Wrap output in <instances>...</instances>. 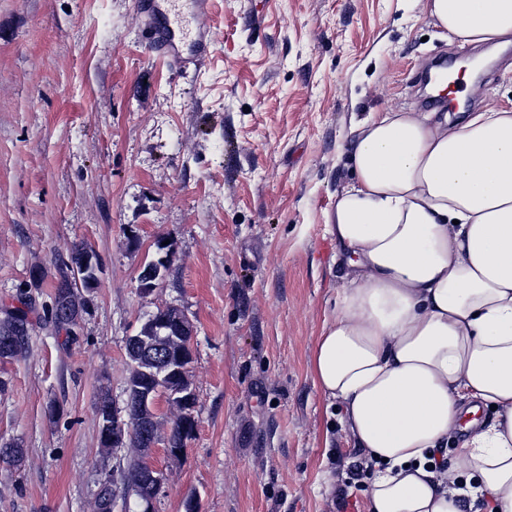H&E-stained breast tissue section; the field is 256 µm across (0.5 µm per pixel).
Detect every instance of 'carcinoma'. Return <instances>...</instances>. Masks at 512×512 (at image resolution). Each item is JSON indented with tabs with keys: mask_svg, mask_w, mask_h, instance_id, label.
Segmentation results:
<instances>
[{
	"mask_svg": "<svg viewBox=\"0 0 512 512\" xmlns=\"http://www.w3.org/2000/svg\"><path fill=\"white\" fill-rule=\"evenodd\" d=\"M93 252L88 245L75 246L66 256H56L52 262L53 271L47 272L41 266L30 269L31 285L38 289L46 278H51L53 297L51 306L37 308L31 292L19 293L20 306L4 311L0 317V362L20 361L30 353L33 321L30 314L38 310V315L52 333L65 335V343L77 340L75 318L82 317L87 309L88 299L83 292L69 286L70 265L79 262L84 255ZM192 337L178 331H159L144 322L138 332L129 337L126 344L128 375L125 393L131 402V410L125 426V437L120 445L112 439L99 436L100 452L112 454L121 448L128 457L127 467L114 476H105L94 501V512H113L118 495L133 494L142 499L141 493L147 482L146 457L149 448L144 442L143 433H148L151 441L160 444L177 458L184 452L195 434L194 411L197 395L192 381ZM169 354L181 362L166 370H160L157 355ZM149 389L158 390L165 397L169 411L170 428H165L164 418L156 409L143 404L141 394Z\"/></svg>",
	"mask_w": 512,
	"mask_h": 512,
	"instance_id": "carcinoma-1",
	"label": "carcinoma"
}]
</instances>
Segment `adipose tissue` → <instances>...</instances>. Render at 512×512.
I'll return each instance as SVG.
<instances>
[{"instance_id": "adipose-tissue-1", "label": "adipose tissue", "mask_w": 512, "mask_h": 512, "mask_svg": "<svg viewBox=\"0 0 512 512\" xmlns=\"http://www.w3.org/2000/svg\"><path fill=\"white\" fill-rule=\"evenodd\" d=\"M418 2L463 45L512 33V0ZM347 155L326 225L349 283L311 373L373 464L367 512H512V109L373 112Z\"/></svg>"}]
</instances>
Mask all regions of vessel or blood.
Listing matches in <instances>:
<instances>
[{"label":"vessel or blood","mask_w":512,"mask_h":512,"mask_svg":"<svg viewBox=\"0 0 512 512\" xmlns=\"http://www.w3.org/2000/svg\"><path fill=\"white\" fill-rule=\"evenodd\" d=\"M148 19L145 43L176 70L200 69L212 55V41L198 20L211 0H136Z\"/></svg>","instance_id":"b4317fda"}]
</instances>
